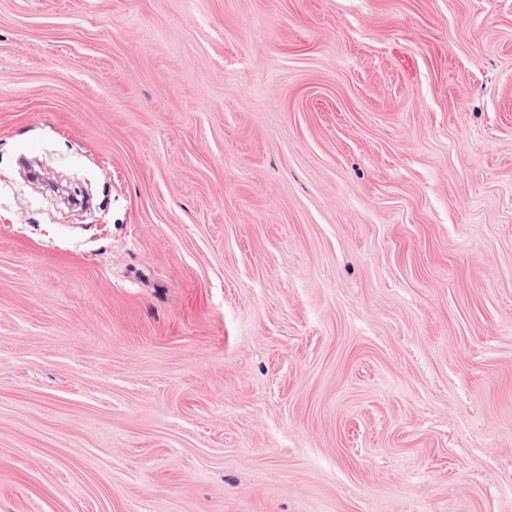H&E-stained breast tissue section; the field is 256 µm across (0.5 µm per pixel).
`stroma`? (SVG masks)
Here are the masks:
<instances>
[{
	"label": "stroma",
	"instance_id": "35a3bbf8",
	"mask_svg": "<svg viewBox=\"0 0 512 512\" xmlns=\"http://www.w3.org/2000/svg\"><path fill=\"white\" fill-rule=\"evenodd\" d=\"M0 512H512V0H0Z\"/></svg>",
	"mask_w": 512,
	"mask_h": 512
}]
</instances>
